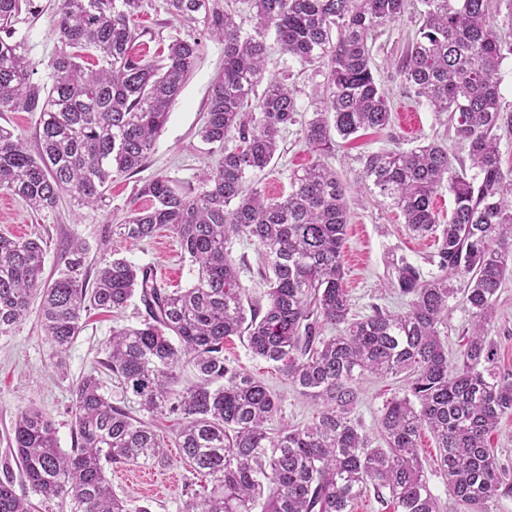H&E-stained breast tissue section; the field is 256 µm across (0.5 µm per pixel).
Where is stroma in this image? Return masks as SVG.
Here are the masks:
<instances>
[{"label": "stroma", "mask_w": 512, "mask_h": 512, "mask_svg": "<svg viewBox=\"0 0 512 512\" xmlns=\"http://www.w3.org/2000/svg\"><path fill=\"white\" fill-rule=\"evenodd\" d=\"M135 24L145 34L138 42L140 53L154 55L159 41H168L186 31V24L171 20L163 9V0H145ZM419 16L408 12L398 22L387 25L368 37L372 49L373 74L385 91L392 112V122L383 130H367L349 140L339 141L328 156V164L341 179L350 181L347 195L348 227L343 247L344 286L352 302L353 314L363 316L379 305L398 314L407 311V300L391 286L390 259L398 255L424 273H431L429 257L436 249L430 237H419L406 226L399 212L382 205L354 183L361 159L383 148H410L438 139L448 145L456 170H470V160L454 138V130L445 117L432 112L404 85L397 63L408 38L419 27ZM57 45L52 12H45L29 29L28 47L38 76ZM224 66V45L207 40L200 60L182 93L173 104L168 122L158 137L153 153L144 168L134 176L114 178L103 205L97 210H76L70 201H62L55 218L41 220L24 202L13 195L0 193V233L16 238H41L44 242V275L52 277L62 267L65 247L76 240L85 248L89 276L107 261L120 257L137 266L155 270L166 287L186 288L195 280L197 269L183 258L179 243L165 230L138 244L126 240L119 226L131 210L145 207L146 198L137 193L142 183L162 174L182 181H195L208 160L206 147L198 132L202 126L212 86ZM290 76L299 108L298 125L283 134L280 149L271 163L254 176L256 184L267 195H287L288 176L292 170L308 166L315 158L300 134L301 122L311 118L314 91L323 83L322 73L292 62L276 41H269L265 78L269 81ZM232 257L239 268V282L248 300L263 298L266 285L260 276L261 256L257 246L245 239L234 240ZM40 297H33L26 318L15 330L0 336V459L4 458L9 433L17 412L34 407L48 415L56 428L58 444L70 451L76 443L73 433V388L85 375L94 371L104 359V345L113 329L140 324L145 316L139 297H132L127 307L118 312L92 310L82 317L83 328L64 357H56L40 325ZM487 334L495 344L497 366L501 374L512 376V276L503 283L494 311L487 323ZM224 358L241 372L264 382L282 399L280 412L272 428L284 425L302 426L312 422L317 405L299 396L274 364L254 356L246 339L236 336L224 342ZM360 401L354 411L371 437H378V419L384 401L403 394L401 377L365 375L358 383ZM419 454L428 483L441 512H454L456 504L448 493L437 460L440 451L432 434L422 432ZM167 468L179 475L165 495H155L140 480L143 466L107 467L106 476L113 493L130 508L149 505L150 512H181L187 485H202L204 476L184 463L174 441H167Z\"/></svg>", "instance_id": "obj_1"}]
</instances>
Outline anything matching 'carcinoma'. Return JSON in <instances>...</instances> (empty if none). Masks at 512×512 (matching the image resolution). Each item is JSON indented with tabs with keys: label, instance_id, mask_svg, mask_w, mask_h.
Segmentation results:
<instances>
[{
	"label": "carcinoma",
	"instance_id": "carcinoma-1",
	"mask_svg": "<svg viewBox=\"0 0 512 512\" xmlns=\"http://www.w3.org/2000/svg\"><path fill=\"white\" fill-rule=\"evenodd\" d=\"M253 31L244 33L224 0H164L172 19L192 23L167 50L148 59L133 52L141 37L133 17L144 0H58V47L46 63L48 80H34L36 63L22 17L44 11L39 0H0V112H36L37 144L0 126V192L22 199L43 218L69 196L82 209L100 207L112 178L135 175L153 153L171 106L196 67L204 41L224 42V69L212 86L201 141L206 163L196 184L164 175L138 195L151 206L132 211L122 235L140 242L161 229L176 235L181 254L197 265L189 288L161 285L152 269L115 258L86 287L84 248L68 251L57 277L43 280L44 250L35 239L0 234V336L28 313L41 293L40 321L56 355L81 329L83 312L124 309L139 295L145 319L112 330L99 362L138 398L141 415L115 406L98 375L76 384L77 444L58 448L51 419L18 412L0 480V512H31L17 493L21 481L60 512H128L112 493L108 465L165 464L155 418L175 415L181 459L209 478L187 494L182 512H348L368 486L385 488L394 512H440L418 452L429 431L440 448L439 469L461 512H489L512 496V479L490 448L500 419L512 414V379L495 365L486 336L494 297L512 262V175L500 165V131L512 132V111L500 101L499 71L512 40L495 24L492 0H419L420 26L399 66L402 82L434 112L447 115L474 174L457 172L448 145L431 141L381 149L361 159L356 183L399 210L404 223L437 249L429 277L392 258L393 287L408 309L372 306L352 314L343 288L347 192L323 157L335 137L391 124L387 98L375 81L368 35L399 21L409 0H248ZM324 76L319 108L301 129L315 161L289 176L288 195L268 198L251 174L264 170L278 138L296 124L294 89L267 84L266 37ZM92 58L94 67L83 64ZM264 89H259V86ZM448 188V223L432 199ZM245 238L264 259L266 302L244 306L245 289L229 246ZM466 281L462 304L471 334L452 365L442 340L453 281ZM338 329L335 336L325 328ZM247 335L250 351L278 366L295 391L320 406L303 427H267L280 397L224 360V340ZM192 368L193 382L177 372ZM407 375L403 396L381 409L378 444L354 417L363 375Z\"/></svg>",
	"mask_w": 512,
	"mask_h": 512
}]
</instances>
